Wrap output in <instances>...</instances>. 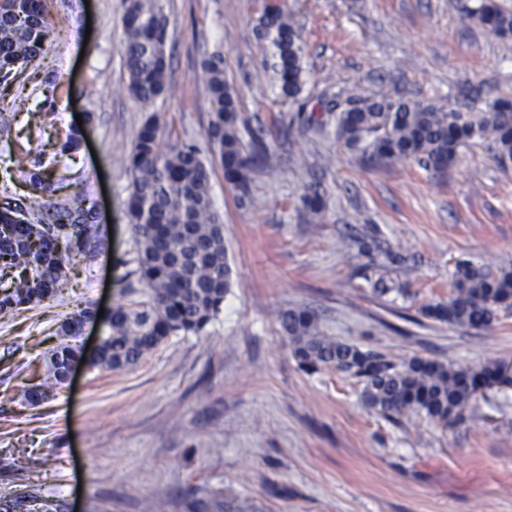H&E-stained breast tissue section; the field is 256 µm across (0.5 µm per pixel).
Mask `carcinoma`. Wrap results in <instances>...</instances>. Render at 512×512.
Masks as SVG:
<instances>
[{"label": "carcinoma", "mask_w": 512, "mask_h": 512, "mask_svg": "<svg viewBox=\"0 0 512 512\" xmlns=\"http://www.w3.org/2000/svg\"><path fill=\"white\" fill-rule=\"evenodd\" d=\"M485 30L512 34V12L481 3L467 15ZM123 61L127 91L145 109L165 91L170 70L167 20L155 0H125ZM265 63L273 73L278 97L297 102L305 85L301 34L288 12L265 6L258 19ZM54 28L46 0H0V84L28 68L52 42ZM210 93L205 132L209 152L219 161L224 180L247 188V172L255 162L274 169L278 155L263 143L244 152L238 126L237 92L224 79V53L201 63ZM349 107L335 113L336 136L345 145L390 161L415 159L442 170L459 147L484 143L495 160L512 163V101L499 99L475 112L451 105L421 104L402 98H372L347 91ZM301 130L322 127L303 109L290 118ZM83 130L70 126L55 143L60 155L78 153ZM131 173L127 217L137 246L135 273L140 287L127 288L129 299L104 314L89 304L67 316L56 331L59 343L45 357V377L22 391L29 406L36 396L49 398L65 384L72 363L91 369L123 371L136 367L172 336L199 335L222 310L233 286L224 247V224L211 196L212 162L195 143L173 138L156 112L145 116L125 160ZM4 173L30 187L28 196L0 207V270L12 273L0 283V314L38 306L68 287L70 256L91 246L94 209L78 195L53 201L57 183L46 161L22 151L10 158ZM307 221L320 224L326 203L318 188L302 196ZM448 302L429 306V315L450 325L480 328L512 309V266L462 261L453 273ZM295 359L308 373L336 369L363 384L362 401L382 417L395 421L414 413L446 423L456 418L483 383L506 382L494 364L478 370L414 358L400 362L373 350L339 342L321 330L317 314L306 307L279 313ZM85 323L103 327L92 355L79 344Z\"/></svg>", "instance_id": "carcinoma-1"}]
</instances>
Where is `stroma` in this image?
<instances>
[{
  "label": "stroma",
  "instance_id": "35a3bbf8",
  "mask_svg": "<svg viewBox=\"0 0 512 512\" xmlns=\"http://www.w3.org/2000/svg\"><path fill=\"white\" fill-rule=\"evenodd\" d=\"M284 3L304 40L307 111L353 88L479 108L512 99V35L468 22L477 0ZM158 4L173 53L155 104L162 121L203 144L201 62L220 50L243 138L262 133L282 161L254 168L245 198L213 170L235 286L204 334L171 337L129 370L76 369L39 406L21 404L61 321L88 303L125 302L137 285L125 158L144 111L126 91L123 0H48L54 40L0 87V108L16 117L0 131V166L25 136L31 151L54 156L76 116L92 113L83 147L59 164L58 197L86 195L101 239L75 258L71 288L0 316V456L29 463L0 471V512H512V383L482 390L447 426L392 422L364 405L352 379L303 371L277 320L307 305L327 335L400 361L512 369V310L485 329L421 312L447 301L458 262L512 265V168L477 141L434 172L364 155L330 128L285 131L289 107L272 91L256 30L264 0ZM48 79L52 122L42 112ZM315 181L326 191L322 224L302 218ZM377 272L404 296L375 295Z\"/></svg>",
  "mask_w": 512,
  "mask_h": 512
}]
</instances>
